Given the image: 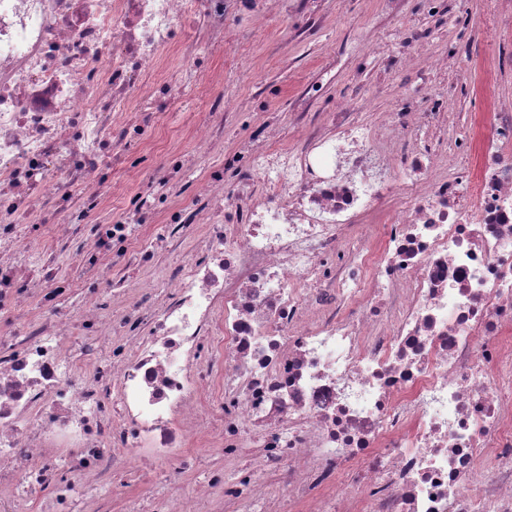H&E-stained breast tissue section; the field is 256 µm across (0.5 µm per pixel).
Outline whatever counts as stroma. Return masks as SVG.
<instances>
[{
    "instance_id": "1",
    "label": "stroma",
    "mask_w": 512,
    "mask_h": 512,
    "mask_svg": "<svg viewBox=\"0 0 512 512\" xmlns=\"http://www.w3.org/2000/svg\"><path fill=\"white\" fill-rule=\"evenodd\" d=\"M385 0H320L318 10L324 20L315 42L298 45L288 40L292 19L271 12L256 19L241 16L227 21L224 45L205 52L209 69L224 73V91L240 104L241 117L224 128V147L231 150L247 140L254 129L276 113L275 146L292 144L288 109L296 92L313 93L314 112H329L343 97L369 99V119L390 111L403 95L426 99L457 81L459 104L448 118L449 138L469 132L472 113L480 111L493 97L512 95V70L502 74L491 89L480 86L475 63L463 60L448 75H435L428 86L410 81L402 68L389 67L384 56L368 59L362 48L366 41L394 47L406 28L431 30L430 38L418 42L412 55L438 52L445 41L471 42L478 61H493L500 46L512 45V21L498 17L493 0H456L445 24L437 25L422 9L419 0H410L405 12L383 30L373 27ZM203 100L184 94L161 127L148 130L147 147L137 148V164L118 169L115 180L122 186L110 206L114 217L125 215L135 189L158 176L167 149L190 152V126L205 120Z\"/></svg>"
}]
</instances>
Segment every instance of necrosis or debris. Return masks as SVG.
<instances>
[{
	"label": "necrosis or debris",
	"mask_w": 512,
	"mask_h": 512,
	"mask_svg": "<svg viewBox=\"0 0 512 512\" xmlns=\"http://www.w3.org/2000/svg\"><path fill=\"white\" fill-rule=\"evenodd\" d=\"M313 4L0 0V311L42 304L0 335V512L37 492L44 512H109L135 497L116 475L166 463L204 487L169 478L151 512H512V99L452 143V86L377 124L301 93L291 146L227 151L238 107L218 93L192 129L196 157L224 153L206 188L175 200L174 150L160 191L106 215L129 148L222 82L200 61L226 21L273 5L304 43ZM47 204L44 249L22 228ZM160 221L167 246L198 237L162 295L115 272Z\"/></svg>",
	"instance_id": "1"
}]
</instances>
